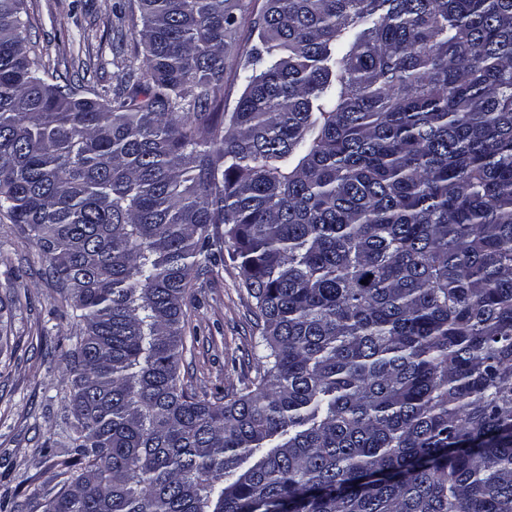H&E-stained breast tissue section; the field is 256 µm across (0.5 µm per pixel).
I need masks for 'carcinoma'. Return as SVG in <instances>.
Returning a JSON list of instances; mask_svg holds the SVG:
<instances>
[{"label":"carcinoma","mask_w":512,"mask_h":512,"mask_svg":"<svg viewBox=\"0 0 512 512\" xmlns=\"http://www.w3.org/2000/svg\"><path fill=\"white\" fill-rule=\"evenodd\" d=\"M133 0L102 91L0 0V216L71 309L44 512H512V0ZM240 259L260 368L181 383L194 278ZM241 11H237L238 25L227 39L224 52V111L232 112L244 89V73L241 62L258 43L254 32V22L262 13L265 0H241Z\"/></svg>","instance_id":"1"}]
</instances>
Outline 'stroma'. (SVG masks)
I'll use <instances>...</instances> for the list:
<instances>
[{
  "label": "stroma",
  "mask_w": 512,
  "mask_h": 512,
  "mask_svg": "<svg viewBox=\"0 0 512 512\" xmlns=\"http://www.w3.org/2000/svg\"><path fill=\"white\" fill-rule=\"evenodd\" d=\"M120 0H27L29 42L44 61L98 88L116 83L112 27ZM264 0H242L224 55V109L244 89L241 62L257 43L254 23ZM0 302L8 307L12 353L0 356V498L18 512H43L67 470L63 406L70 392L61 355L75 327L36 249L19 228L0 221ZM193 343L180 377L201 396L233 395L255 377V302L236 262L195 280L187 305Z\"/></svg>",
  "instance_id": "1"
}]
</instances>
